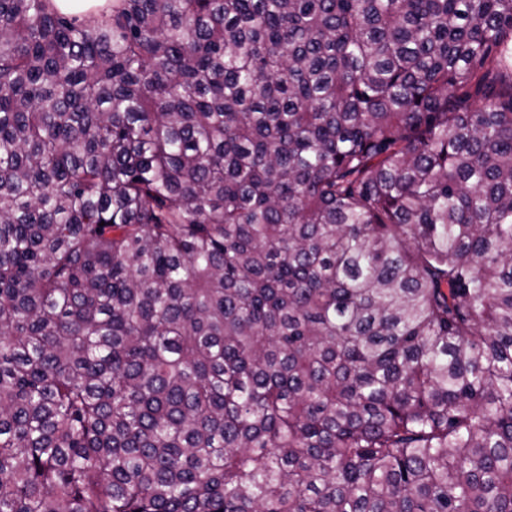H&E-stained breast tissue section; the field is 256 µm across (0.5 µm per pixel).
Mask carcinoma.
Returning a JSON list of instances; mask_svg holds the SVG:
<instances>
[{"label": "carcinoma", "mask_w": 512, "mask_h": 512, "mask_svg": "<svg viewBox=\"0 0 512 512\" xmlns=\"http://www.w3.org/2000/svg\"><path fill=\"white\" fill-rule=\"evenodd\" d=\"M0 512H512V0H0Z\"/></svg>", "instance_id": "1"}]
</instances>
